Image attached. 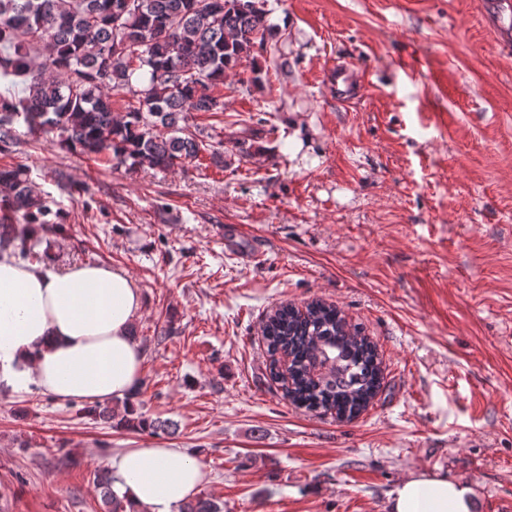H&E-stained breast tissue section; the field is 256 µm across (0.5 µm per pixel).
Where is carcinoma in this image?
<instances>
[{
	"instance_id": "1",
	"label": "carcinoma",
	"mask_w": 512,
	"mask_h": 512,
	"mask_svg": "<svg viewBox=\"0 0 512 512\" xmlns=\"http://www.w3.org/2000/svg\"><path fill=\"white\" fill-rule=\"evenodd\" d=\"M271 35L262 0H0V79L23 85L0 92V152L17 144L18 125L33 138L52 137L67 149L137 169H170L210 152H224L201 132L181 125L188 112L224 111V78ZM46 41V61L32 62ZM136 98L118 118L112 92ZM0 251L36 262L35 229L64 231L62 216L29 183L21 165L0 169ZM272 379L289 400L309 412H332L350 421L377 396L382 362L376 346L334 304L271 310L262 329ZM328 366L322 378L314 363ZM140 390L123 407L91 406L87 413L115 426L168 434L172 422L138 413ZM104 512H124L109 473L95 475ZM182 512H224L211 496L189 501Z\"/></svg>"
}]
</instances>
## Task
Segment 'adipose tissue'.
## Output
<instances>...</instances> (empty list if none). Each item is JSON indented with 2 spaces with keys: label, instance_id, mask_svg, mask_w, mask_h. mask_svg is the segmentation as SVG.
<instances>
[{
  "label": "adipose tissue",
  "instance_id": "obj_1",
  "mask_svg": "<svg viewBox=\"0 0 512 512\" xmlns=\"http://www.w3.org/2000/svg\"><path fill=\"white\" fill-rule=\"evenodd\" d=\"M142 294L124 271L79 263L58 272L0 254V383L34 385L60 401L125 397L144 353L130 329ZM126 512H180L206 472L175 448H124L105 459ZM471 490L419 475L401 483L391 512H471Z\"/></svg>",
  "mask_w": 512,
  "mask_h": 512
}]
</instances>
